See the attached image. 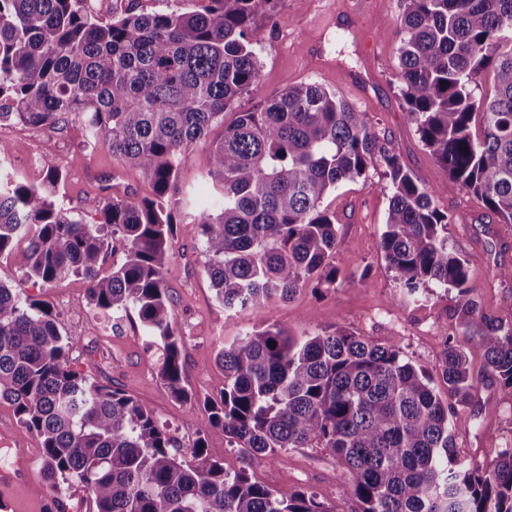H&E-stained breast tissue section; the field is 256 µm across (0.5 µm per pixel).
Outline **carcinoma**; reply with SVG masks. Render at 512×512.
Here are the masks:
<instances>
[{"mask_svg": "<svg viewBox=\"0 0 512 512\" xmlns=\"http://www.w3.org/2000/svg\"><path fill=\"white\" fill-rule=\"evenodd\" d=\"M85 0H0V123L58 128L78 117L85 144L141 168L152 193H114L86 224L56 205L61 173L42 186L0 176V258L27 246L24 274L57 287L73 277L106 314L135 310L157 346L171 397L191 399L165 284L182 198L178 170L209 143L219 213H197L205 272L224 309L289 300L313 282L336 287V216L323 206L371 165L389 180L381 252L416 297L456 290L460 325L485 372L512 396V325L483 312L465 261L448 249V214L395 150L377 145L365 118L316 83L261 94L250 26L268 0H200L195 11L130 5L103 21ZM398 48L402 97L424 145L448 175L512 223V0H404ZM493 90L480 91L483 73ZM447 85H441V82ZM244 93L253 112L224 114ZM120 242L123 257L103 265ZM71 340L50 306L0 281V400L40 439L53 490L81 485L95 512H332L303 489L233 474L176 440L149 406L70 369ZM224 390L211 424L250 458L327 448L353 476V512H512V448L488 465L458 454L449 416L471 404L469 353L445 346L438 379L401 353L342 327L293 336L268 325L216 356Z\"/></svg>", "mask_w": 512, "mask_h": 512, "instance_id": "cac0c4a2", "label": "carcinoma"}]
</instances>
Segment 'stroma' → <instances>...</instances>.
Listing matches in <instances>:
<instances>
[{"instance_id":"35a3bbf8","label":"stroma","mask_w":512,"mask_h":512,"mask_svg":"<svg viewBox=\"0 0 512 512\" xmlns=\"http://www.w3.org/2000/svg\"><path fill=\"white\" fill-rule=\"evenodd\" d=\"M404 0H271L252 18L265 33L259 52L264 95L302 82L317 83L364 112L379 145L393 147L419 183L436 189L434 202L448 214V247L470 270L472 294L483 311L512 323V282L496 278L497 265H512V223L506 224L483 202L451 179L421 142L401 94L397 48ZM85 128L73 120L62 129L0 125L8 154L0 167L19 181L42 185L51 171L62 180L57 204L86 223L101 220L103 186L137 197L150 193L148 177L117 162L105 143L82 148ZM210 154L199 142L187 150L177 182L183 204L174 214V256L166 283L188 368L184 385L190 401L173 399L157 376L152 339L137 316L113 323L90 305L79 278L51 288L23 274L24 245L0 259V279L24 295L48 302L62 334H74L72 369L90 381L122 390L154 409L169 426L183 455L204 435L209 458L225 471L247 470L273 488L293 486L313 493L331 512H353L349 473L326 448H290L273 457H246L230 447L221 428L210 426L206 399L224 388L216 354L252 328L272 323L294 335L309 336L336 327L399 350L417 366L436 373L446 343L469 351L478 376L473 405L451 419L456 447L464 459L484 464L498 449L512 447V399L484 377L483 359L473 351L456 315V292L430 286L420 302L401 288L380 249L388 206V180L371 166L356 183L339 185L324 200L336 216L338 247L335 288L305 285L289 301H273L237 312L225 311L205 273L206 256L195 220L196 203L214 190L208 175ZM27 449L32 477L23 487L0 491L5 512H47L53 492L41 468L35 436L24 434L11 405L0 403V468L10 467L16 449Z\"/></svg>"}]
</instances>
